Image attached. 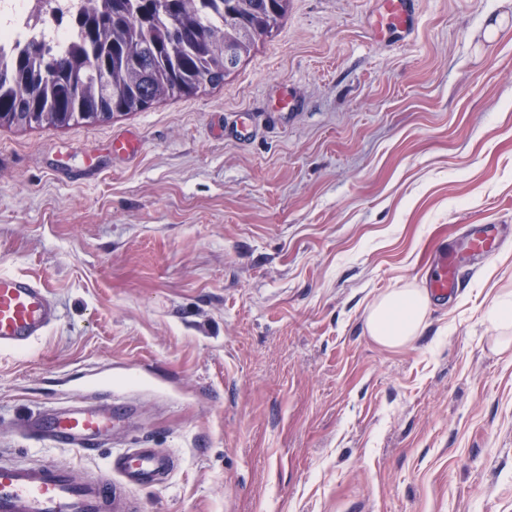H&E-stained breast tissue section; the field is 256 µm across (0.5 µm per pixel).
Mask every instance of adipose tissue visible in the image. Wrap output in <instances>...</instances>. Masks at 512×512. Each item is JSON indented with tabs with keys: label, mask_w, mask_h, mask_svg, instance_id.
<instances>
[{
	"label": "adipose tissue",
	"mask_w": 512,
	"mask_h": 512,
	"mask_svg": "<svg viewBox=\"0 0 512 512\" xmlns=\"http://www.w3.org/2000/svg\"><path fill=\"white\" fill-rule=\"evenodd\" d=\"M430 306V297L423 289L408 284L391 289L369 307L365 329L383 348L406 347L422 333Z\"/></svg>",
	"instance_id": "adipose-tissue-1"
}]
</instances>
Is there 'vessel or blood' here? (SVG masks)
<instances>
[{
  "label": "vessel or blood",
  "instance_id": "1",
  "mask_svg": "<svg viewBox=\"0 0 512 512\" xmlns=\"http://www.w3.org/2000/svg\"><path fill=\"white\" fill-rule=\"evenodd\" d=\"M375 33L411 36L418 25L415 0H377ZM470 253L485 259L498 249L501 236L473 226L467 231ZM430 295L444 301L459 288L463 272L451 249L441 247L432 258ZM61 317L50 291L20 274H0V351L27 349ZM121 421L111 400L72 402L46 409L36 420L21 424L31 439L84 453L98 449ZM170 461L154 448H131L113 455L105 472L78 480L69 467L44 462L25 465L0 462V512H132L130 486L161 485Z\"/></svg>",
  "mask_w": 512,
  "mask_h": 512
}]
</instances>
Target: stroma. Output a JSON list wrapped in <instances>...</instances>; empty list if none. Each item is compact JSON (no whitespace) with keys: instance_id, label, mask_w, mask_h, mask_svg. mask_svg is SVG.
<instances>
[{"instance_id":"obj_1","label":"stroma","mask_w":512,"mask_h":512,"mask_svg":"<svg viewBox=\"0 0 512 512\" xmlns=\"http://www.w3.org/2000/svg\"><path fill=\"white\" fill-rule=\"evenodd\" d=\"M290 0L219 86L65 127H0V272L60 320L0 353V461L83 478L146 446L142 512H512V0ZM300 101L290 111L284 91ZM246 134H236L238 126ZM132 135L137 154L112 155ZM505 239L410 346L364 330L466 227ZM125 428L86 456L19 421L85 397ZM415 1L377 0L379 7L375 15V34L381 37L387 35L411 36L418 25ZM488 319L497 330L503 332L497 341V347L503 351L509 350L512 347V336L509 339L507 332L512 330V302L492 306L488 313Z\"/></svg>"}]
</instances>
